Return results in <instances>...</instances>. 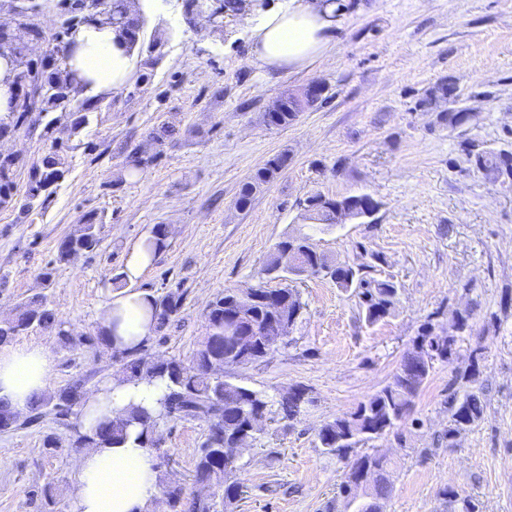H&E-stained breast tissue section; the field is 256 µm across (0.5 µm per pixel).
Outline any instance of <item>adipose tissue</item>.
<instances>
[{"instance_id":"1","label":"adipose tissue","mask_w":512,"mask_h":512,"mask_svg":"<svg viewBox=\"0 0 512 512\" xmlns=\"http://www.w3.org/2000/svg\"><path fill=\"white\" fill-rule=\"evenodd\" d=\"M346 8V0H285L258 10L251 20L253 61L267 71L294 72L331 55L336 50L332 31ZM69 40L72 55L62 62L61 71L74 76L77 99L122 92L138 58L119 45L111 25H81ZM157 255L141 239L126 252L123 273L129 287L113 294L99 315V326L115 349H134L154 334L153 297L133 285ZM54 368L55 356L48 346H0V400L15 411H27L34 396L45 391ZM161 393L156 383L133 385L112 379L86 398L81 424L95 429L101 419L124 414L130 407L154 405ZM159 496L157 461L151 449L130 444L91 448L79 459L71 512H154Z\"/></svg>"}]
</instances>
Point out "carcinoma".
Masks as SVG:
<instances>
[{"instance_id":"1","label":"carcinoma","mask_w":512,"mask_h":512,"mask_svg":"<svg viewBox=\"0 0 512 512\" xmlns=\"http://www.w3.org/2000/svg\"><path fill=\"white\" fill-rule=\"evenodd\" d=\"M130 0H57L56 7L62 18L60 30L51 39L49 56L40 60L28 57L27 34L34 26L33 14L22 15L13 38L1 43L0 55L9 53L18 66L16 88L29 89L34 94L40 87L46 91L34 98L29 105L20 103L14 95L15 111L0 117V137L15 134L21 128L36 122L43 124L42 137L46 143L43 156L30 161L19 153H0V209H13L28 215L36 209L47 207L53 187L65 179L68 172L70 140L82 135L89 125V114L111 106L102 99L78 101L73 88L62 76L57 61L69 52L68 36L71 31L88 22L104 21L119 30L127 47L142 54L151 53L157 40L145 42L144 19L130 11ZM299 116L295 105L286 104V111L264 113L263 122L269 127H286ZM441 122L451 129L470 125L474 114L469 110L451 109L439 113ZM465 161L474 172L491 182L512 183V151L492 149L471 139L463 143ZM287 157L277 155L259 169L252 181L245 183L239 192L236 205L245 210L254 198V188L270 182L282 170ZM22 170L28 172L27 190L19 197L15 177ZM311 207L310 224L330 229L336 225V205L343 204L358 212L371 213L380 203L368 194L330 197L314 194L306 198ZM97 216L88 215L74 233L65 237L58 247V260L67 261L75 253L91 252L99 245L95 232ZM294 253L300 261L305 276L323 277L342 291L356 297L360 318L374 325L391 316L398 303V286L387 278L370 276V265L351 266L339 263L319 251L306 234H289L281 239L275 250L266 258L263 275L268 281H287L280 288H268L261 282L256 288L226 290L211 302L206 313V333L196 343L189 360L161 359L148 353L149 342H144L132 352H119L122 361V380L128 383H155L164 385L158 409L131 408L122 418L104 419L93 432L78 427L72 432L67 448L48 436L46 448L54 452H78L82 448H110L133 441L140 447L160 450L162 435L160 424L172 419L198 420L207 425L208 432L199 448L193 480L211 487L230 504L242 492V483L236 478L238 466L224 457V449L235 444V435L244 429L251 415L258 411L269 412L276 406L282 420L292 421L310 402L307 388L296 385L279 394L275 401L266 392L250 388L234 377L215 375L224 368V355L233 351L231 341L235 333L256 329L260 335L253 351L235 364L244 368L263 357L262 348L278 341L276 336H265L263 331L281 318L295 324L304 310L299 291L292 282L301 275L286 276L279 269L278 250ZM182 294L170 291L154 300L156 307L155 331H162L181 308ZM52 329L62 341L70 340L64 323L57 320L52 310L42 302L28 299L18 303L12 317L0 319V345L13 342L17 337L34 329ZM441 336L432 323L423 324L404 353L392 380L379 391L360 403L355 410L326 422L317 434V447L326 453L350 460L355 466L354 476L362 470L388 471L386 457L375 453H355L371 441L398 434L401 423L411 417L413 400L420 393L434 365L439 362L455 364L448 384V446L455 444L461 432L476 425L485 407V391L479 382V363L476 354L468 355L459 363L457 342L439 349ZM81 384H68L52 394H41L31 402L26 413L17 412L0 400V432H9L28 425L42 417L43 410L66 417L81 404ZM170 512H217L214 498L186 497L184 487L168 478L159 477ZM390 489L376 483L365 487L364 496L354 499L340 484L343 512H375L374 501L387 497Z\"/></svg>"}]
</instances>
